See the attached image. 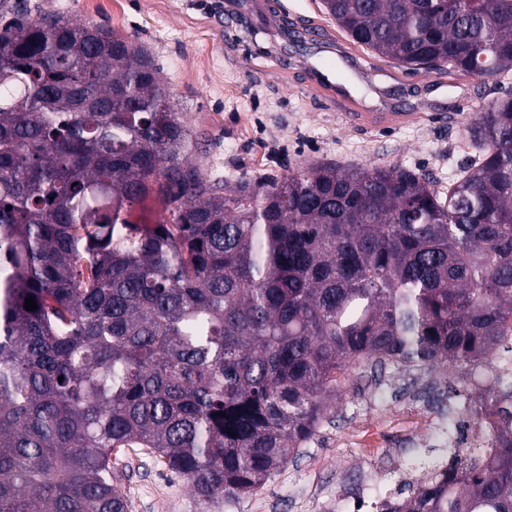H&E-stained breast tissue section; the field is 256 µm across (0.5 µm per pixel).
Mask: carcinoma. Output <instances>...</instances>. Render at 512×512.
Listing matches in <instances>:
<instances>
[{
	"instance_id": "obj_1",
	"label": "carcinoma",
	"mask_w": 512,
	"mask_h": 512,
	"mask_svg": "<svg viewBox=\"0 0 512 512\" xmlns=\"http://www.w3.org/2000/svg\"><path fill=\"white\" fill-rule=\"evenodd\" d=\"M321 5L400 68L512 71V0ZM467 138L446 190L324 161L229 186L141 44L57 15L1 27L0 512H128L117 448L206 505L252 495L352 365L459 377L512 353V97ZM153 194L165 219L130 221ZM476 397L490 448L383 512H512V384Z\"/></svg>"
}]
</instances>
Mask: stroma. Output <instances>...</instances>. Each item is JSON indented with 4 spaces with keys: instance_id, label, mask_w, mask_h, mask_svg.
I'll return each instance as SVG.
<instances>
[{
    "instance_id": "obj_1",
    "label": "stroma",
    "mask_w": 512,
    "mask_h": 512,
    "mask_svg": "<svg viewBox=\"0 0 512 512\" xmlns=\"http://www.w3.org/2000/svg\"><path fill=\"white\" fill-rule=\"evenodd\" d=\"M17 7L32 18L53 13L101 24L146 47L176 112L200 139L198 163L231 185L315 161L400 164L447 184L463 159L459 143L467 124L512 89V80L500 87L477 77L460 89L438 74L384 60L372 70L353 69L345 59L291 41L256 16L231 32L222 14L234 0H0V26ZM327 60L345 73L365 110H427L434 120L395 130L353 127L307 86L304 65ZM452 387L462 396L474 393L464 382L449 385L437 371L355 366L335 413L297 457L262 490L225 500L218 512H336L338 481L348 479L346 494H357L353 481L364 472L386 473L390 489H403L412 476L406 446L378 447L374 434L389 415L427 407L434 395L447 399ZM112 473L129 512H206L183 479L143 449L114 451Z\"/></svg>"
}]
</instances>
